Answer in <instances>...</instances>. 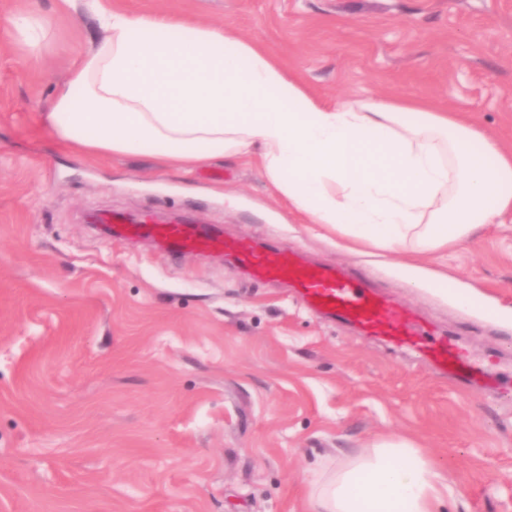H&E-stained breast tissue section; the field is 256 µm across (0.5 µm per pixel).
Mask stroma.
<instances>
[{
	"mask_svg": "<svg viewBox=\"0 0 512 512\" xmlns=\"http://www.w3.org/2000/svg\"><path fill=\"white\" fill-rule=\"evenodd\" d=\"M108 4L262 42L325 102L422 100L512 147V0ZM23 10L44 27L35 57L11 35ZM99 34L59 0H0V512H308L306 478L388 436L438 464L439 512H512V223L442 256H365L290 213L252 161L87 159L41 114ZM105 210L365 275L498 386L458 389L223 255L100 233Z\"/></svg>",
	"mask_w": 512,
	"mask_h": 512,
	"instance_id": "obj_1",
	"label": "stroma"
}]
</instances>
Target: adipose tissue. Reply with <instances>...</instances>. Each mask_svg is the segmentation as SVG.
Returning a JSON list of instances; mask_svg holds the SVG:
<instances>
[{
    "mask_svg": "<svg viewBox=\"0 0 512 512\" xmlns=\"http://www.w3.org/2000/svg\"><path fill=\"white\" fill-rule=\"evenodd\" d=\"M45 114L87 157L189 172L255 160L290 210L352 247L445 252L512 217V150L462 112L400 98L330 105L232 31L108 8ZM311 512H437L445 479L384 438L306 482Z\"/></svg>",
    "mask_w": 512,
    "mask_h": 512,
    "instance_id": "1",
    "label": "adipose tissue"
}]
</instances>
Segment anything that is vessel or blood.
Listing matches in <instances>:
<instances>
[{"label": "vessel or blood", "instance_id": "1", "mask_svg": "<svg viewBox=\"0 0 512 512\" xmlns=\"http://www.w3.org/2000/svg\"><path fill=\"white\" fill-rule=\"evenodd\" d=\"M146 230L158 244L176 247L182 254L221 253L257 275L288 283L320 315L354 325L365 335L411 352L458 385L480 384V368L462 353L456 340L432 335L414 309L377 295L362 278L289 258L275 248L261 249L241 239L230 241L185 224L155 222Z\"/></svg>", "mask_w": 512, "mask_h": 512}]
</instances>
